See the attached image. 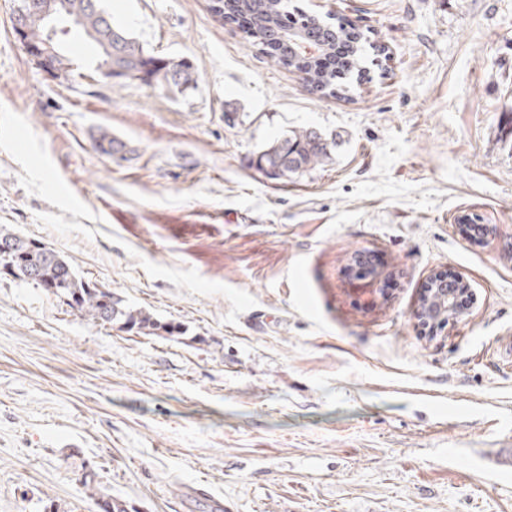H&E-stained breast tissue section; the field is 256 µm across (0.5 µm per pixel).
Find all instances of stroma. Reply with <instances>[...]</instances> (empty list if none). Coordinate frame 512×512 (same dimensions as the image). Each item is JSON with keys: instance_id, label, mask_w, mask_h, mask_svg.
I'll list each match as a JSON object with an SVG mask.
<instances>
[{"instance_id": "obj_1", "label": "stroma", "mask_w": 512, "mask_h": 512, "mask_svg": "<svg viewBox=\"0 0 512 512\" xmlns=\"http://www.w3.org/2000/svg\"><path fill=\"white\" fill-rule=\"evenodd\" d=\"M295 3L387 45L352 99L208 0H104L195 88L86 71L79 37L52 80L0 0V226L186 329L93 323L0 274V512H98L86 468L129 512H512V0ZM302 128L328 163L253 167ZM464 211L495 234L465 240ZM436 271L477 301L432 336L413 311Z\"/></svg>"}]
</instances>
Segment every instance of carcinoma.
<instances>
[{"label":"carcinoma","instance_id":"cac0c4a2","mask_svg":"<svg viewBox=\"0 0 512 512\" xmlns=\"http://www.w3.org/2000/svg\"><path fill=\"white\" fill-rule=\"evenodd\" d=\"M70 9L80 18L73 29L90 40L97 50V62L104 59V47L90 36L104 26L105 12L100 7H91L89 0H68ZM224 12L229 21L237 26L245 38L262 50L276 65L303 71L309 91L321 98H347L353 83L360 82L365 47L374 53L381 47L368 43L362 33L343 22L330 25L312 14H290L288 0H224ZM303 33V40L322 46L323 53L317 57H305L292 53L274 38V33L286 27V21ZM112 27L129 40V48L138 53L131 65L135 71L143 70L147 75L145 84L161 91L182 93L195 87L197 76L192 64L184 59L156 54L144 47L137 38L119 24ZM338 44L348 47L347 55L338 57L333 49ZM94 148L108 155L120 151L122 145L108 132L101 133ZM331 159V149L320 134L310 129L292 130L287 136L273 142L253 160V165L266 177L286 180L323 165ZM11 250L13 265L8 274L13 278L32 283L47 292L68 299V306L93 323L120 325L128 331L144 335H182L181 326L163 323L141 308L125 303L109 288H99L80 277L72 262L48 244L20 236L0 226V246ZM84 493L99 512H128L126 504L112 497L106 488L95 480V475H85Z\"/></svg>","mask_w":512,"mask_h":512}]
</instances>
